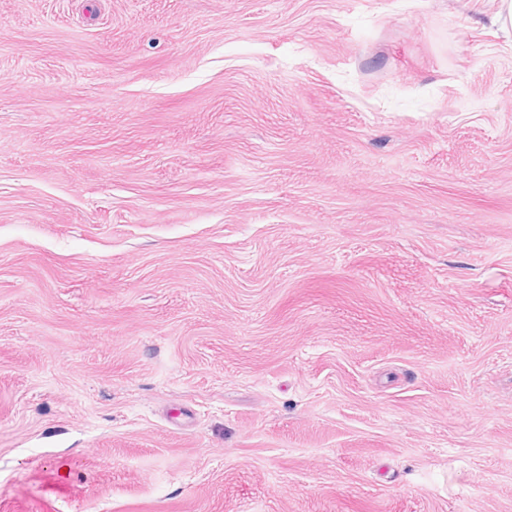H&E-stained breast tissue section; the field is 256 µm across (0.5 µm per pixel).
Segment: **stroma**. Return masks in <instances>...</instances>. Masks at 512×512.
<instances>
[{
	"instance_id": "obj_1",
	"label": "stroma",
	"mask_w": 512,
	"mask_h": 512,
	"mask_svg": "<svg viewBox=\"0 0 512 512\" xmlns=\"http://www.w3.org/2000/svg\"><path fill=\"white\" fill-rule=\"evenodd\" d=\"M499 0H0V512H512Z\"/></svg>"
}]
</instances>
